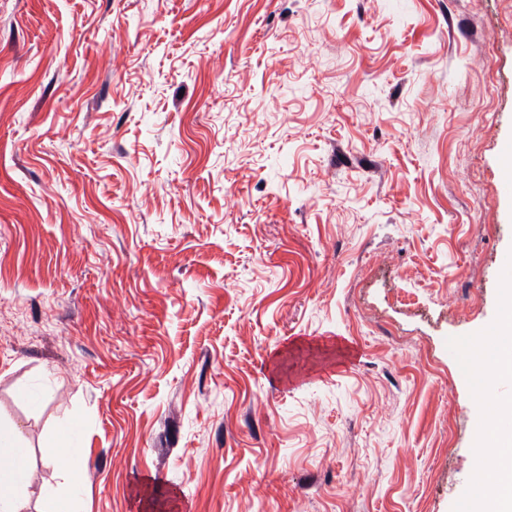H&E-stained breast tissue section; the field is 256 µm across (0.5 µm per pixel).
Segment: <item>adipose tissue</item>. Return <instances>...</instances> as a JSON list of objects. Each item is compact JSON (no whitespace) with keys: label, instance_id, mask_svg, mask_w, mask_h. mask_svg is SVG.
<instances>
[{"label":"adipose tissue","instance_id":"1","mask_svg":"<svg viewBox=\"0 0 512 512\" xmlns=\"http://www.w3.org/2000/svg\"><path fill=\"white\" fill-rule=\"evenodd\" d=\"M477 368L475 403L480 462L475 492L459 512H512V397L487 390L486 381L512 378V289L504 291L501 312L490 336L467 346ZM28 450L16 423L0 419V512H28Z\"/></svg>","mask_w":512,"mask_h":512}]
</instances>
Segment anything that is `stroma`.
Here are the masks:
<instances>
[{"label": "stroma", "instance_id": "35a3bbf8", "mask_svg": "<svg viewBox=\"0 0 512 512\" xmlns=\"http://www.w3.org/2000/svg\"><path fill=\"white\" fill-rule=\"evenodd\" d=\"M506 139L512 0H0L32 512H456ZM79 436L74 426L62 427L57 431L53 440L47 445V455L55 458L62 453H73L79 448Z\"/></svg>", "mask_w": 512, "mask_h": 512}]
</instances>
